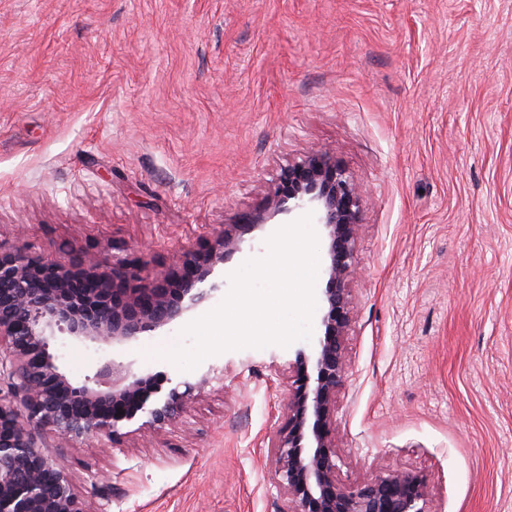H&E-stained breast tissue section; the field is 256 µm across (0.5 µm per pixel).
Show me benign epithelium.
<instances>
[{
  "label": "benign epithelium",
  "instance_id": "1",
  "mask_svg": "<svg viewBox=\"0 0 512 512\" xmlns=\"http://www.w3.org/2000/svg\"><path fill=\"white\" fill-rule=\"evenodd\" d=\"M362 205L346 168L314 149L281 168L263 208L224 225L204 252L184 253L169 275L150 276L135 259L109 272L89 253L45 261L0 252V512H87L65 458L38 437L51 433L61 447L98 438L114 448L122 424L138 414L157 430L186 412L193 385L163 392L153 376L115 360L114 350L223 290L211 275L244 235L307 209L324 240L325 288L319 334L288 366L282 422L269 445L284 495L279 512H434L422 474L382 471L357 482L338 471L336 398L351 366L349 281ZM61 332L101 352L94 376L77 381L61 368L51 351Z\"/></svg>",
  "mask_w": 512,
  "mask_h": 512
}]
</instances>
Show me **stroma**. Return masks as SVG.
Segmentation results:
<instances>
[{"mask_svg": "<svg viewBox=\"0 0 512 512\" xmlns=\"http://www.w3.org/2000/svg\"><path fill=\"white\" fill-rule=\"evenodd\" d=\"M330 153L363 196L342 473L419 472L435 512H512V0H0V251L147 273ZM277 217L214 275L268 254ZM116 353L192 402L64 448L90 512H275L267 454L295 346Z\"/></svg>", "mask_w": 512, "mask_h": 512, "instance_id": "stroma-1", "label": "stroma"}]
</instances>
